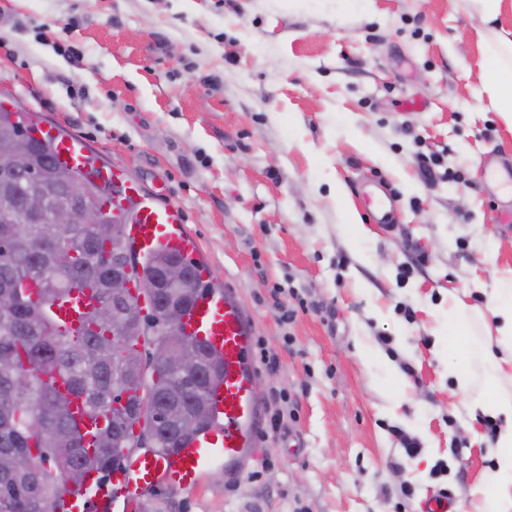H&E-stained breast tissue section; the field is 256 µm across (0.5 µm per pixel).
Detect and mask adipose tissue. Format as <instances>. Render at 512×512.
<instances>
[{
  "mask_svg": "<svg viewBox=\"0 0 512 512\" xmlns=\"http://www.w3.org/2000/svg\"><path fill=\"white\" fill-rule=\"evenodd\" d=\"M481 16L485 28L481 41L485 53L477 75L481 92L490 106L512 126V33L498 28L503 0H469ZM493 314L497 319L494 336L488 337L480 352L470 347L458 349L449 372L458 392L470 393L474 384L472 359H479L490 390L476 397L474 409L499 419L500 427L490 454L495 460L492 480L481 490L479 512H512V278L501 281L495 292Z\"/></svg>",
  "mask_w": 512,
  "mask_h": 512,
  "instance_id": "1",
  "label": "adipose tissue"
}]
</instances>
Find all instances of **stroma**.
<instances>
[{
	"label": "stroma",
	"mask_w": 512,
	"mask_h": 512,
	"mask_svg": "<svg viewBox=\"0 0 512 512\" xmlns=\"http://www.w3.org/2000/svg\"><path fill=\"white\" fill-rule=\"evenodd\" d=\"M482 28L468 0H0V97L180 206L279 355L256 377L257 455L139 512H418L442 494L476 512L499 422L454 391L438 330L454 295L469 336L493 332L512 277L486 178L512 166V127L477 93Z\"/></svg>",
	"instance_id": "stroma-1"
}]
</instances>
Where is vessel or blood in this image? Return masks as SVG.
<instances>
[{
	"label": "vessel or blood",
	"mask_w": 512,
	"mask_h": 512,
	"mask_svg": "<svg viewBox=\"0 0 512 512\" xmlns=\"http://www.w3.org/2000/svg\"><path fill=\"white\" fill-rule=\"evenodd\" d=\"M32 134L51 143L57 164L109 187L103 206L116 220L126 223L128 236L139 253L160 248L184 255L195 252L197 244L183 226L180 207L155 204L122 168L90 162L81 136L60 135L54 126L43 122L34 127ZM183 323L188 334L224 357V381L210 394L217 413L214 426L177 454L147 451L132 456L126 466L113 472L111 489L90 498L64 497L56 501L54 512H102L111 500L122 502L126 512H133L140 495L158 483L174 491L193 488L215 466L221 464L229 472H237L256 452L258 405L253 396L256 368L250 356L253 330L249 316L227 289L200 297Z\"/></svg>",
	"instance_id": "vessel-or-blood-1"
}]
</instances>
